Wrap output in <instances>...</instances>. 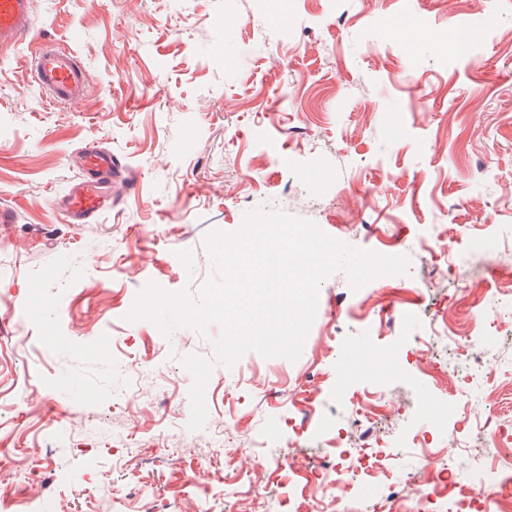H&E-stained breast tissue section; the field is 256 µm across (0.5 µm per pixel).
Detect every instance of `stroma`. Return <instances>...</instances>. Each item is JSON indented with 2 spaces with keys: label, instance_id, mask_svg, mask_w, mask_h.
Listing matches in <instances>:
<instances>
[{
  "label": "stroma",
  "instance_id": "35a3bbf8",
  "mask_svg": "<svg viewBox=\"0 0 512 512\" xmlns=\"http://www.w3.org/2000/svg\"><path fill=\"white\" fill-rule=\"evenodd\" d=\"M35 38L0 56V204L18 221L0 225V496L40 512H121L142 474L170 512H224V481L270 478L272 461L313 456L372 390L343 367L368 346L372 360L406 354L379 395V429L394 452L389 475L424 482L434 471L413 445L432 413L418 399L448 402L445 446L455 476L477 435V415L512 429V380L476 409L462 391L454 351L418 350L430 319L444 315L458 337L482 312V335L505 315L494 304L512 287V0H292V37L255 0H34ZM424 14L433 42L394 36L407 11ZM493 29L474 55L453 50L449 24ZM72 46L90 80L85 99L52 106L25 58L37 43ZM426 105H419V93ZM98 141L136 178L111 211L67 224L56 209L79 171L72 156ZM258 208L313 221L327 235L385 254L360 221L404 227L406 274L352 290L337 272L320 286L301 356L245 354L215 365L208 417L187 428L191 374L182 360L213 358L211 337L190 328L164 337L147 321L126 322L149 282L197 293L212 274L206 238L236 232ZM443 225L434 255L415 238ZM43 306L23 309L33 291ZM406 317L389 327L387 311ZM161 359L160 381L138 366ZM318 391L321 422L271 399L274 391ZM42 476L28 478L34 460ZM198 466L197 494L181 493V471Z\"/></svg>",
  "mask_w": 512,
  "mask_h": 512
}]
</instances>
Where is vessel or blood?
I'll use <instances>...</instances> for the list:
<instances>
[{
    "label": "vessel or blood",
    "instance_id": "vessel-or-blood-1",
    "mask_svg": "<svg viewBox=\"0 0 512 512\" xmlns=\"http://www.w3.org/2000/svg\"><path fill=\"white\" fill-rule=\"evenodd\" d=\"M37 23L33 0H0V51H15ZM28 60L35 82L49 103L70 105L86 95L89 88L86 71L68 45L39 44ZM80 163L83 179L56 202L69 224L93 223L111 208L112 183L121 174L119 160L110 150L93 142L84 148Z\"/></svg>",
    "mask_w": 512,
    "mask_h": 512
}]
</instances>
